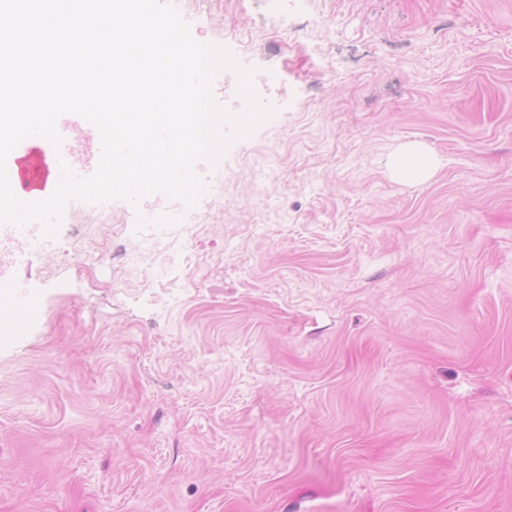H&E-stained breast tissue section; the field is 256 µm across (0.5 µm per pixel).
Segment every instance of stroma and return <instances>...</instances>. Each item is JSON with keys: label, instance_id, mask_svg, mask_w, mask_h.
Listing matches in <instances>:
<instances>
[{"label": "stroma", "instance_id": "35a3bbf8", "mask_svg": "<svg viewBox=\"0 0 512 512\" xmlns=\"http://www.w3.org/2000/svg\"><path fill=\"white\" fill-rule=\"evenodd\" d=\"M171 3L275 113L195 164L196 223L146 240L153 193L28 232L0 512H512V0ZM428 157L423 152L411 148L395 157L392 165L403 176L405 171H408L415 176L413 179H422L427 177L433 168V161L430 163Z\"/></svg>", "mask_w": 512, "mask_h": 512}]
</instances>
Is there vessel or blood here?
Instances as JSON below:
<instances>
[{
  "label": "vessel or blood",
  "instance_id": "vessel-or-blood-1",
  "mask_svg": "<svg viewBox=\"0 0 512 512\" xmlns=\"http://www.w3.org/2000/svg\"><path fill=\"white\" fill-rule=\"evenodd\" d=\"M66 153L53 155L51 160H44L36 152L26 154L11 151L6 161L10 187L15 196L24 202L45 198L51 194L54 186L49 183L51 165L66 160Z\"/></svg>",
  "mask_w": 512,
  "mask_h": 512
}]
</instances>
